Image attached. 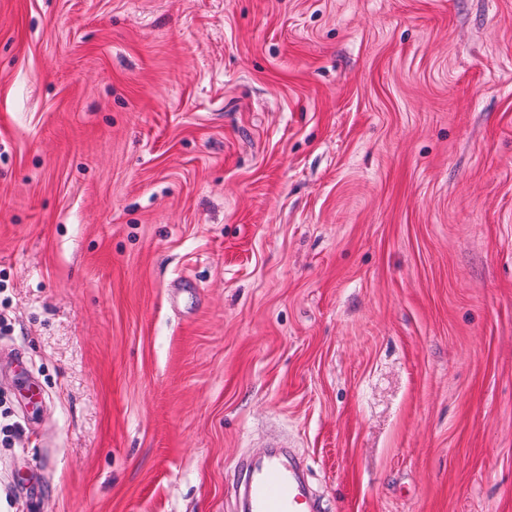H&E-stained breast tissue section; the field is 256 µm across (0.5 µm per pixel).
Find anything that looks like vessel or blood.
<instances>
[{
  "label": "vessel or blood",
  "instance_id": "1",
  "mask_svg": "<svg viewBox=\"0 0 512 512\" xmlns=\"http://www.w3.org/2000/svg\"><path fill=\"white\" fill-rule=\"evenodd\" d=\"M248 512H309L306 492L294 469L263 456L248 465Z\"/></svg>",
  "mask_w": 512,
  "mask_h": 512
}]
</instances>
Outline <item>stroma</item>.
<instances>
[{
	"label": "stroma",
	"mask_w": 512,
	"mask_h": 512,
	"mask_svg": "<svg viewBox=\"0 0 512 512\" xmlns=\"http://www.w3.org/2000/svg\"><path fill=\"white\" fill-rule=\"evenodd\" d=\"M0 512H512V0H0ZM248 472L249 512H309L305 489L294 469L263 456L249 463Z\"/></svg>",
	"instance_id": "1"
}]
</instances>
